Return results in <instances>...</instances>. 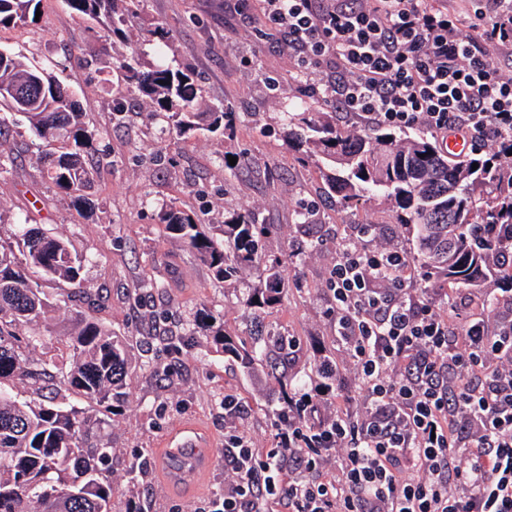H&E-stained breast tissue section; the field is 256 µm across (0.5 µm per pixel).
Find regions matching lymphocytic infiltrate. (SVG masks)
Masks as SVG:
<instances>
[{"label": "lymphocytic infiltrate", "instance_id": "lymphocytic-infiltrate-1", "mask_svg": "<svg viewBox=\"0 0 512 512\" xmlns=\"http://www.w3.org/2000/svg\"><path fill=\"white\" fill-rule=\"evenodd\" d=\"M463 35L448 0H234L256 11L306 75L308 96L366 125L433 139H512V0H467ZM395 248L343 244L329 271L331 314L363 410L312 422L288 396L272 447L224 432V491L202 512H512V298L498 320L410 296Z\"/></svg>", "mask_w": 512, "mask_h": 512}]
</instances>
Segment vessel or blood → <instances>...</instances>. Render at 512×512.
Returning a JSON list of instances; mask_svg holds the SVG:
<instances>
[{
  "label": "vessel or blood",
  "instance_id": "b4317fda",
  "mask_svg": "<svg viewBox=\"0 0 512 512\" xmlns=\"http://www.w3.org/2000/svg\"><path fill=\"white\" fill-rule=\"evenodd\" d=\"M217 451L205 429L183 423L162 442L158 463L170 484L192 489L201 485L213 467Z\"/></svg>",
  "mask_w": 512,
  "mask_h": 512
}]
</instances>
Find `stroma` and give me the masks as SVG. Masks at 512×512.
I'll return each mask as SVG.
<instances>
[{
	"instance_id": "stroma-1",
	"label": "stroma",
	"mask_w": 512,
	"mask_h": 512,
	"mask_svg": "<svg viewBox=\"0 0 512 512\" xmlns=\"http://www.w3.org/2000/svg\"><path fill=\"white\" fill-rule=\"evenodd\" d=\"M38 21L0 27V47L46 69L76 95L85 126L94 136L95 169L89 203L74 206L46 177L43 148L20 115L6 117L0 150L9 161L0 169V240L15 239L28 224L68 241L85 257L82 278L94 303L88 316L130 339L131 375L126 395L106 429L115 450L113 512H125L129 498L145 501L149 512H197L224 491V466L216 464L200 489L169 485L157 451L163 437L185 422L200 423L216 446L224 444L225 393L244 401L247 416L238 428L257 448L269 447L279 408L280 383L244 368L195 332L198 313L224 320L237 345L276 330L294 337L296 347L278 371L314 393L311 421L336 413L337 394L351 399L350 412L363 408L358 378L328 315L326 280L341 243L353 227L370 224L366 248L416 247L381 201L343 206L324 189L321 159L288 148L283 132L292 112H326L330 106L304 94L306 78L275 39L262 38L254 19L233 10L229 0H141L131 33L156 28L148 42H120L92 21L78 19L65 0H41ZM141 61H165L197 76L210 105H224L230 120L223 134L200 130L179 138L166 122L150 118L141 98L115 109V63L131 51ZM241 159L239 167L229 157ZM315 199L316 211L302 219L299 203ZM184 210L224 236V217L235 210L258 212L272 231L266 253L291 258L282 269V299L263 309L243 301L264 272L247 270L224 281L165 230L162 206ZM146 336H171L174 346H139ZM336 365L337 393H320V364ZM174 367L173 376L163 373ZM147 460L142 484L132 485L127 468L135 456Z\"/></svg>"
}]
</instances>
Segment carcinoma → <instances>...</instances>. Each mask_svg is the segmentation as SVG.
Segmentation results:
<instances>
[{
    "mask_svg": "<svg viewBox=\"0 0 512 512\" xmlns=\"http://www.w3.org/2000/svg\"><path fill=\"white\" fill-rule=\"evenodd\" d=\"M41 0H0V27L25 25L35 18ZM81 20L101 25L109 36L123 37L140 0H66ZM137 51L119 62L121 81L115 95L146 96L178 137L200 126L225 129V108L201 111L202 89L191 74L164 62L140 68ZM37 78L43 90L22 97L19 88ZM54 76L29 66L0 47V107L23 114L45 147L47 178L77 204L87 203L92 171L85 157L93 136L81 121L79 102L62 94ZM296 127L288 130V146L329 164L325 184L350 204L382 195L396 213L399 226L412 234L417 260L436 286L480 288L492 278L512 287V260L500 259L512 246V142L497 152L476 150L463 160L443 154L425 135L382 126L350 134L336 127L329 112H294ZM478 164L472 169V164ZM159 222L220 279L245 268L264 267L265 283L245 300L249 309L279 301V268L289 255L270 257L262 248L269 225L236 213L224 221V241L205 231L190 214L173 206L161 208ZM15 254L0 242V512H112V440L93 442L92 411L78 404L56 402L41 393L42 378H57L68 393L112 406L124 397L130 371L128 343L78 309L67 310L70 324L64 351L32 368L31 355L41 345L39 325L53 308L44 284L69 287L68 295H85L82 257L61 238L37 228L23 234ZM204 312L196 332L207 342L235 354L246 367L262 360L267 345L289 347L292 337L270 333L251 349L237 350L224 324ZM27 382L30 394L15 392L13 381Z\"/></svg>",
    "mask_w": 512,
    "mask_h": 512,
    "instance_id": "obj_1",
    "label": "carcinoma"
}]
</instances>
